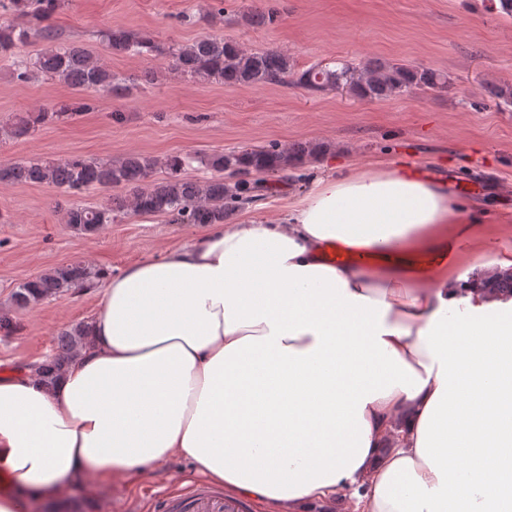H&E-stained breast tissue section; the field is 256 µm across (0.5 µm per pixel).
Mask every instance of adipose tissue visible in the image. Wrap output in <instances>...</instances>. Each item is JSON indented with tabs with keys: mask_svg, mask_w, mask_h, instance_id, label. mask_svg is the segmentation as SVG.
Masks as SVG:
<instances>
[{
	"mask_svg": "<svg viewBox=\"0 0 512 512\" xmlns=\"http://www.w3.org/2000/svg\"><path fill=\"white\" fill-rule=\"evenodd\" d=\"M475 217L392 169L319 178L276 224H209L108 276L81 353L0 376V470L37 496L189 461L303 512H512V298L454 272L325 261L438 253ZM381 258L382 255L377 254L373 251L349 250L338 243H333L332 245H330L326 250L325 256V259L328 262H350L364 265L377 263ZM341 498V499H340ZM355 499L351 492H348L338 499L331 498L325 501L314 502L307 512H353Z\"/></svg>",
	"mask_w": 512,
	"mask_h": 512,
	"instance_id": "adipose-tissue-1",
	"label": "adipose tissue"
}]
</instances>
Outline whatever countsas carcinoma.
Segmentation results:
<instances>
[{"instance_id": "1", "label": "carcinoma", "mask_w": 512, "mask_h": 512, "mask_svg": "<svg viewBox=\"0 0 512 512\" xmlns=\"http://www.w3.org/2000/svg\"><path fill=\"white\" fill-rule=\"evenodd\" d=\"M63 0H0V8L14 19L0 25V57L11 60L20 80L33 75H50L61 83L89 96L118 95L125 91L121 81L98 57L82 45L65 44L59 34L43 22L61 8ZM278 4L267 3L265 10L246 15L251 23L273 26L280 20ZM34 29L46 44L32 57L17 52ZM112 52L138 56H159L172 70L201 85L224 83L234 86L293 84L312 93L343 89L363 100H382L412 90L443 91L450 88L448 76L430 68L371 60L343 64L335 69L311 66L295 71L290 55L277 50H246L235 42L205 37L184 45H166L126 30L114 29L105 35ZM488 93L499 103L512 106V84L498 83ZM75 110L64 104L48 112L37 110L16 117L5 131L12 139H25L37 127L62 119ZM322 143L297 142L280 147L271 144L213 153L204 159L206 167L218 175L188 181L182 171L193 162L188 154L157 158L130 154L119 160L86 159L72 156L64 160H37L0 164V185L46 184L77 197L90 188L123 186L124 196L106 204H73L64 211V221L74 231L93 235L115 223L129 211L167 215L179 224H221L241 206L258 200L270 189L268 181L288 178V167L298 166L321 154ZM159 169L166 176L155 180ZM258 179H253V176ZM107 270L82 260H71L21 283L12 293L11 304L27 308L48 298L76 292L104 279ZM88 324H71L59 333L57 350L51 360L37 365L41 380L50 382L86 345Z\"/></svg>"}]
</instances>
